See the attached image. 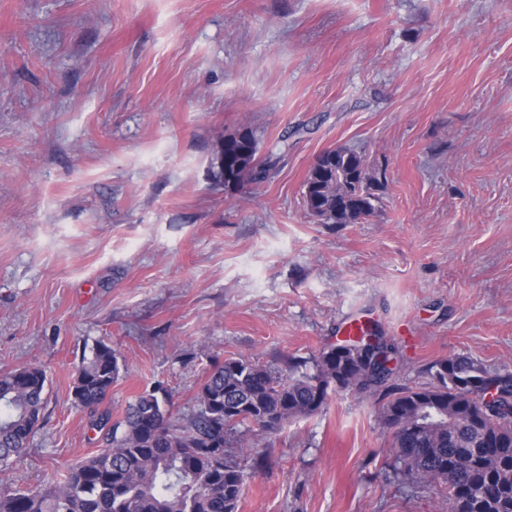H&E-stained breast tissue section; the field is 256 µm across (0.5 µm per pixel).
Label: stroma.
I'll list each match as a JSON object with an SVG mask.
<instances>
[{"label": "stroma", "instance_id": "35a3bbf8", "mask_svg": "<svg viewBox=\"0 0 512 512\" xmlns=\"http://www.w3.org/2000/svg\"><path fill=\"white\" fill-rule=\"evenodd\" d=\"M245 127L271 167L230 190L211 159ZM339 146L385 179L321 224L303 184ZM353 320L403 385L512 372V0H0V372L48 377L14 486L102 447L71 401L96 342L113 420L160 383L178 421L214 361L281 371ZM380 404L253 429L239 512H448L393 477Z\"/></svg>", "mask_w": 512, "mask_h": 512}]
</instances>
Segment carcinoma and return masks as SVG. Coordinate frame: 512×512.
Returning <instances> with one entry per match:
<instances>
[{"mask_svg": "<svg viewBox=\"0 0 512 512\" xmlns=\"http://www.w3.org/2000/svg\"><path fill=\"white\" fill-rule=\"evenodd\" d=\"M246 134L244 144L224 145L242 185L263 181L270 167V159L257 158L253 133ZM314 182L322 185V198L306 197L304 205L322 224L366 218L381 187L364 157L343 146L316 159L305 179ZM392 350L381 336L367 346L347 339L339 350L330 346L309 362L289 364L286 374L228 356L212 366L183 424L171 422L160 385L139 393L113 424L99 408L121 366L112 347L99 342L83 356L71 394L75 405L97 415L93 426L105 447L61 479L25 490L13 487L6 473L40 425L47 375L35 366L0 372V512H237L247 474L230 449L247 452L253 426L275 433L354 387L383 393L380 416L391 431L396 478L439 485L450 512H512V373L456 356L434 363V384L413 388L396 383L386 366ZM493 383L505 396L483 409L477 396Z\"/></svg>", "mask_w": 512, "mask_h": 512, "instance_id": "cac0c4a2", "label": "carcinoma"}]
</instances>
